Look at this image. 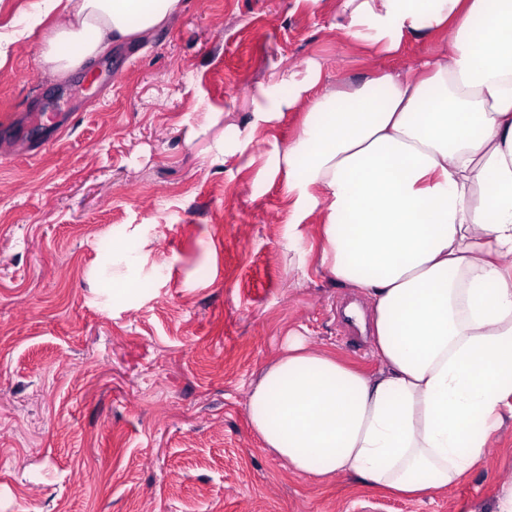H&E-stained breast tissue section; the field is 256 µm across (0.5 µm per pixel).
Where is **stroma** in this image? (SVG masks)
I'll return each mask as SVG.
<instances>
[{"label":"stroma","instance_id":"obj_1","mask_svg":"<svg viewBox=\"0 0 512 512\" xmlns=\"http://www.w3.org/2000/svg\"><path fill=\"white\" fill-rule=\"evenodd\" d=\"M336 0H184L136 46L58 78L41 33L0 67V512H492L512 489V419L469 477L408 501L339 476L289 472L249 426L252 385L289 329L364 373L369 337L344 310L368 297L298 265L284 173L267 160L298 133L283 113L249 156L261 85L323 65L333 90L441 48L362 54ZM196 130L186 143L188 130ZM150 253L112 289L101 244ZM162 275H155V267Z\"/></svg>","mask_w":512,"mask_h":512}]
</instances>
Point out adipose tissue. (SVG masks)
Instances as JSON below:
<instances>
[{"mask_svg": "<svg viewBox=\"0 0 512 512\" xmlns=\"http://www.w3.org/2000/svg\"><path fill=\"white\" fill-rule=\"evenodd\" d=\"M361 50H448L321 89L323 67L279 73L253 130L303 106L275 152L288 241L320 215L316 269L365 293L379 371L292 332L254 386L250 425L293 473L346 474L407 499L457 484L512 414V0H339ZM182 0H35L20 32L63 77L108 44L164 29Z\"/></svg>", "mask_w": 512, "mask_h": 512, "instance_id": "ef3b65f1", "label": "adipose tissue"}]
</instances>
